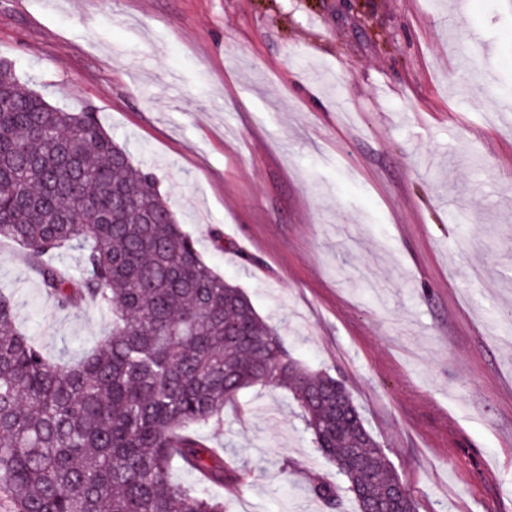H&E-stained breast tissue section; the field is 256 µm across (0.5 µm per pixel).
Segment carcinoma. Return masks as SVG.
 I'll use <instances>...</instances> for the list:
<instances>
[{"mask_svg":"<svg viewBox=\"0 0 512 512\" xmlns=\"http://www.w3.org/2000/svg\"><path fill=\"white\" fill-rule=\"evenodd\" d=\"M23 246L58 307L92 299L107 338L70 364L49 359L0 295V497L9 512H224L171 483L173 466L237 479L190 428L223 423L255 385L289 389L340 482L310 492L358 512L401 482L351 393L288 357L238 284L202 258L154 174L94 112H62L0 64V240ZM80 252V275L56 264Z\"/></svg>","mask_w":512,"mask_h":512,"instance_id":"carcinoma-1","label":"carcinoma"}]
</instances>
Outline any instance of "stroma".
Instances as JSON below:
<instances>
[{"mask_svg":"<svg viewBox=\"0 0 512 512\" xmlns=\"http://www.w3.org/2000/svg\"><path fill=\"white\" fill-rule=\"evenodd\" d=\"M0 60L156 174L289 356L345 382L418 512H512V0H0ZM0 293L51 360L109 330L10 242ZM196 433L249 474L210 488L226 512H331L288 390Z\"/></svg>","mask_w":512,"mask_h":512,"instance_id":"obj_1","label":"stroma"}]
</instances>
